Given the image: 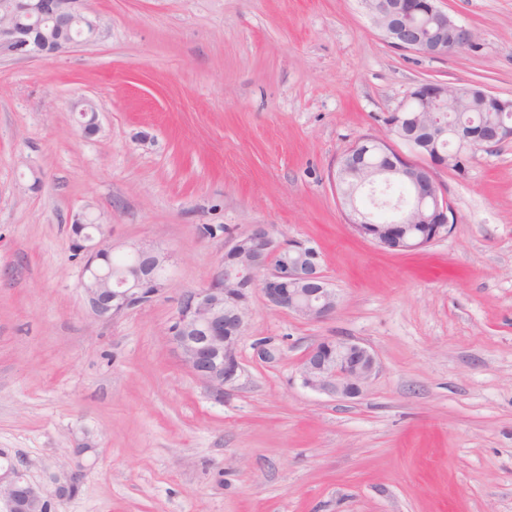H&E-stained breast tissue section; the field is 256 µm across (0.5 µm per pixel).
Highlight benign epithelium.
Listing matches in <instances>:
<instances>
[{
	"label": "benign epithelium",
	"instance_id": "obj_1",
	"mask_svg": "<svg viewBox=\"0 0 512 512\" xmlns=\"http://www.w3.org/2000/svg\"><path fill=\"white\" fill-rule=\"evenodd\" d=\"M83 0H0V57L35 58L61 53L74 46L73 31L89 42L101 35L96 16L83 11ZM375 26L399 48L431 57L446 55L476 43L469 27L452 19L437 0H361ZM455 87L446 83L416 85L405 103L392 113L388 128L399 127V139L419 151L426 163L415 165L392 145L391 135L371 134L357 141L338 160L334 183L346 179L363 191L403 180L412 201L396 224H373L353 202L338 196L345 222L378 248L386 242L399 250L429 246L449 231L448 199L436 180L437 171L460 170L474 158L473 149H489L512 140V100L483 90L481 111L489 116L476 132L448 105ZM425 225L414 238L410 225ZM70 234L82 258L81 288L91 315L111 320L151 302L168 287L171 256L150 241L129 248L133 262L112 275L114 247L102 224L77 222ZM260 289L267 305L310 321L336 315L338 297L322 270L313 246L277 242L266 224H254L234 238L210 282L184 294L167 330V339L185 367L210 393L224 395L240 371L239 345L249 314L253 290ZM379 369L367 346L350 337L324 338L304 353L298 369L301 385L334 400L347 401L366 391ZM0 512H50L49 493L30 482L20 464L0 469Z\"/></svg>",
	"mask_w": 512,
	"mask_h": 512
}]
</instances>
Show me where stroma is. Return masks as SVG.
Here are the masks:
<instances>
[{
    "instance_id": "stroma-1",
    "label": "stroma",
    "mask_w": 512,
    "mask_h": 512,
    "mask_svg": "<svg viewBox=\"0 0 512 512\" xmlns=\"http://www.w3.org/2000/svg\"><path fill=\"white\" fill-rule=\"evenodd\" d=\"M441 5L476 47L395 48L360 0H85L97 41L0 59V449L51 512H512V141L439 172L451 231L416 252L359 236L331 178L421 82L512 99V0ZM84 211L171 253L168 290L92 318ZM254 224L316 247L340 306L310 322L254 293L218 397L167 329ZM332 336L378 359L358 399L300 384Z\"/></svg>"
}]
</instances>
